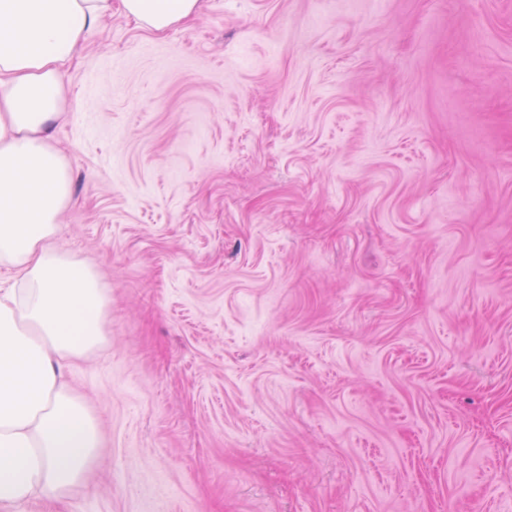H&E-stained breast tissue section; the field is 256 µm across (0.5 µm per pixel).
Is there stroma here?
Segmentation results:
<instances>
[{"label": "stroma", "mask_w": 512, "mask_h": 512, "mask_svg": "<svg viewBox=\"0 0 512 512\" xmlns=\"http://www.w3.org/2000/svg\"><path fill=\"white\" fill-rule=\"evenodd\" d=\"M61 78L111 324L26 512H512V0L116 10ZM118 6L139 25L161 34L193 20L201 10V0H118Z\"/></svg>", "instance_id": "35a3bbf8"}]
</instances>
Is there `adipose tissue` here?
Segmentation results:
<instances>
[{
  "label": "adipose tissue",
  "mask_w": 512,
  "mask_h": 512,
  "mask_svg": "<svg viewBox=\"0 0 512 512\" xmlns=\"http://www.w3.org/2000/svg\"><path fill=\"white\" fill-rule=\"evenodd\" d=\"M160 34L201 0H0V512L58 501L90 478L95 420L66 374L106 341L111 297L54 240L71 206L54 130L68 114L60 75L113 8Z\"/></svg>",
  "instance_id": "ef3b65f1"
}]
</instances>
